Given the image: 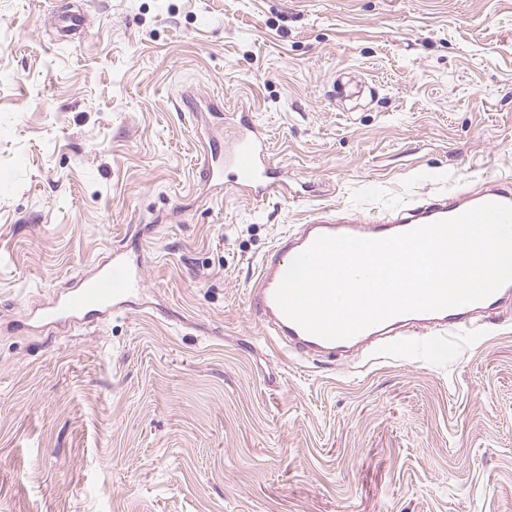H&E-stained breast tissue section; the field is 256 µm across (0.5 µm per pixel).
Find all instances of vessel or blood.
Masks as SVG:
<instances>
[{"label":"vessel or blood","instance_id":"vessel-or-blood-1","mask_svg":"<svg viewBox=\"0 0 512 512\" xmlns=\"http://www.w3.org/2000/svg\"><path fill=\"white\" fill-rule=\"evenodd\" d=\"M241 134L232 142H212L201 167L205 182L232 186L262 203L279 188L280 173L271 161L266 139L255 128L249 113L239 115ZM497 202L512 204V178L486 177L476 188L451 189L401 205L392 215L360 218H328L319 214L306 223L282 232L262 257L250 301L267 336L281 351L322 355L330 358L365 345L385 350L389 336L398 329L421 335L428 332L453 339L469 328L473 313L492 316L512 305V283L478 302L438 312H413L391 317L355 336L327 341L312 335L286 318L274 301V292L292 260L323 235H351L380 239L425 224L457 216L473 207ZM143 258L128 259L113 253L108 263L80 275L63 293L31 309L34 323L55 329L93 325L125 311L133 298L143 292Z\"/></svg>","mask_w":512,"mask_h":512}]
</instances>
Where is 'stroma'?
Listing matches in <instances>:
<instances>
[{
	"mask_svg": "<svg viewBox=\"0 0 512 512\" xmlns=\"http://www.w3.org/2000/svg\"><path fill=\"white\" fill-rule=\"evenodd\" d=\"M242 110L288 184L260 204L198 173ZM488 174L512 177V0H0V512H512V307L314 361L249 303L315 212ZM140 250L126 312L27 325Z\"/></svg>",
	"mask_w": 512,
	"mask_h": 512,
	"instance_id": "35a3bbf8",
	"label": "stroma"
}]
</instances>
